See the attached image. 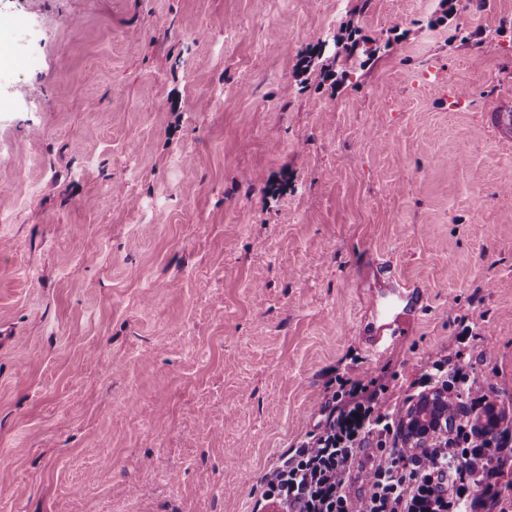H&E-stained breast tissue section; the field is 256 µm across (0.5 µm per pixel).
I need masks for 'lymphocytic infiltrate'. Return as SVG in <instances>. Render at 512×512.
Returning a JSON list of instances; mask_svg holds the SVG:
<instances>
[{
	"mask_svg": "<svg viewBox=\"0 0 512 512\" xmlns=\"http://www.w3.org/2000/svg\"><path fill=\"white\" fill-rule=\"evenodd\" d=\"M463 351L433 361L421 386L453 392L448 436L420 451L400 447L401 420L375 383L337 377L329 412L264 478V501L281 512H512L497 481L512 466V433L471 423L481 408Z\"/></svg>",
	"mask_w": 512,
	"mask_h": 512,
	"instance_id": "1",
	"label": "lymphocytic infiltrate"
}]
</instances>
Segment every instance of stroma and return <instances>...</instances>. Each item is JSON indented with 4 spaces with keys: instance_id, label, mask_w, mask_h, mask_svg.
Here are the masks:
<instances>
[{
    "instance_id": "stroma-1",
    "label": "stroma",
    "mask_w": 512,
    "mask_h": 512,
    "mask_svg": "<svg viewBox=\"0 0 512 512\" xmlns=\"http://www.w3.org/2000/svg\"><path fill=\"white\" fill-rule=\"evenodd\" d=\"M504 100L512 0H0V512H255L337 374L402 403L463 319L500 404ZM381 264L426 304L373 355Z\"/></svg>"
}]
</instances>
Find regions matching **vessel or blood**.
Listing matches in <instances>:
<instances>
[{
  "instance_id": "vessel-or-blood-1",
  "label": "vessel or blood",
  "mask_w": 512,
  "mask_h": 512,
  "mask_svg": "<svg viewBox=\"0 0 512 512\" xmlns=\"http://www.w3.org/2000/svg\"><path fill=\"white\" fill-rule=\"evenodd\" d=\"M424 307V293L400 278H389L376 289L371 302V314L355 326L369 351L381 349L407 335Z\"/></svg>"
}]
</instances>
